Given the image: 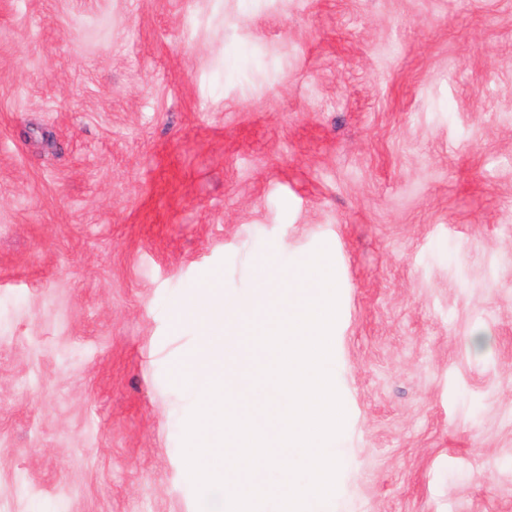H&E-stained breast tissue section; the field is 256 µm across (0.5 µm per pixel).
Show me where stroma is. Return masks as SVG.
<instances>
[{
	"label": "stroma",
	"mask_w": 512,
	"mask_h": 512,
	"mask_svg": "<svg viewBox=\"0 0 512 512\" xmlns=\"http://www.w3.org/2000/svg\"><path fill=\"white\" fill-rule=\"evenodd\" d=\"M323 245L310 512H512V0H0V512H202L186 312Z\"/></svg>",
	"instance_id": "stroma-1"
}]
</instances>
